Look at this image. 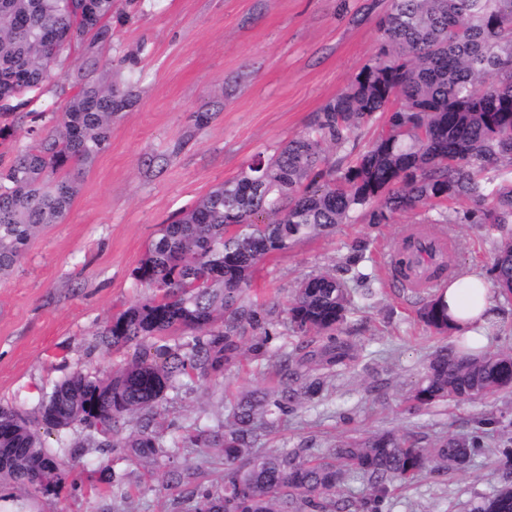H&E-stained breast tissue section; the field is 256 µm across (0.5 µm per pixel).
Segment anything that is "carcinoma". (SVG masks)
Returning a JSON list of instances; mask_svg holds the SVG:
<instances>
[{"mask_svg": "<svg viewBox=\"0 0 512 512\" xmlns=\"http://www.w3.org/2000/svg\"><path fill=\"white\" fill-rule=\"evenodd\" d=\"M115 0H0V117L43 94L51 65L81 44L90 58L112 40ZM380 48L370 63L318 112L307 131L274 156L248 164L215 187L151 243L131 276L148 294L112 316L97 345L140 347L105 377L73 375L42 400L40 424L56 433L46 448L30 421L0 406V512H33L55 493L63 454L119 449L100 468L114 498H128L127 472L141 468L167 490L186 488L181 512H379L396 480L440 468L461 470L486 448L480 437H448L426 448L383 432L312 448L265 452L260 438L324 390L283 354L278 385L247 392L227 418L202 427L163 404L192 384L224 373L249 350L265 353L274 307L248 298L252 273L267 255L328 233L364 211L371 224L419 206L466 200L473 209L441 212L434 224H512V0H389L378 22ZM130 100L107 78L87 82L58 109L32 113V145L0 165V281L9 278L46 224H58L78 192L77 174L106 148L112 121ZM383 126L368 149L331 160L362 127ZM53 122L52 126L43 121ZM494 287L512 294V234L497 245ZM350 304L328 272L301 281L286 313L301 336L328 342L309 356L331 369L349 356L336 338ZM420 318L451 334L448 304L435 292ZM251 344L243 348L247 333ZM512 387V352L471 357L443 346L429 361L411 400L474 401ZM195 448L219 461V479L180 462ZM362 479L367 492L338 497ZM472 512H512V482L496 487Z\"/></svg>", "mask_w": 512, "mask_h": 512, "instance_id": "obj_1", "label": "carcinoma"}]
</instances>
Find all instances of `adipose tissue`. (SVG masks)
<instances>
[{
	"instance_id": "obj_1",
	"label": "adipose tissue",
	"mask_w": 512,
	"mask_h": 512,
	"mask_svg": "<svg viewBox=\"0 0 512 512\" xmlns=\"http://www.w3.org/2000/svg\"><path fill=\"white\" fill-rule=\"evenodd\" d=\"M495 296V289L478 272L458 274L448 283V323L454 335L466 337L471 349H483L488 344L486 331L497 315Z\"/></svg>"
}]
</instances>
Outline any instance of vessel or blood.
<instances>
[{
  "label": "vessel or blood",
  "mask_w": 512,
  "mask_h": 512,
  "mask_svg": "<svg viewBox=\"0 0 512 512\" xmlns=\"http://www.w3.org/2000/svg\"><path fill=\"white\" fill-rule=\"evenodd\" d=\"M403 237L413 261L410 266L399 271V280L404 287L414 291L431 288L434 284L433 271L448 265L452 258L453 243L434 233L427 224L408 225Z\"/></svg>",
  "instance_id": "b4317fda"
}]
</instances>
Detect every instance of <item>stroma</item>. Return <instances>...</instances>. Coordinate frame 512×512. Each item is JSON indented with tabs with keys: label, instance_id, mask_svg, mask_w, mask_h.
<instances>
[{
	"label": "stroma",
	"instance_id": "1",
	"mask_svg": "<svg viewBox=\"0 0 512 512\" xmlns=\"http://www.w3.org/2000/svg\"><path fill=\"white\" fill-rule=\"evenodd\" d=\"M388 0H116L112 40L96 62L82 47L52 65L41 111L63 104L89 74L111 69L133 98L112 123L107 147L79 179L62 223L46 226L14 273L0 281V404L28 416L42 396L76 373L105 376L132 349L97 347L96 334L143 291L131 272L163 224L255 158L276 154L304 132L316 112L375 56L376 22ZM438 207L402 212L388 224L357 215L326 235L267 255L251 298L287 305L305 277L330 271L351 293L341 337L353 348L325 391L299 407L270 448L328 450L386 431L429 447L445 436L483 434L487 454L460 472H434L394 483L381 512H471L501 485L495 448L512 446V389L470 402H408L434 354L445 345L418 316L417 296L395 288L383 259L406 225L436 218ZM501 232L489 224L454 227L453 265L490 273ZM265 356L246 354L223 375L197 382L176 408L212 424L242 392L276 384L281 354L309 348L279 315ZM36 512H178L165 489L114 503L109 491L72 493L68 483L39 498Z\"/></svg>",
	"mask_w": 512,
	"mask_h": 512
}]
</instances>
